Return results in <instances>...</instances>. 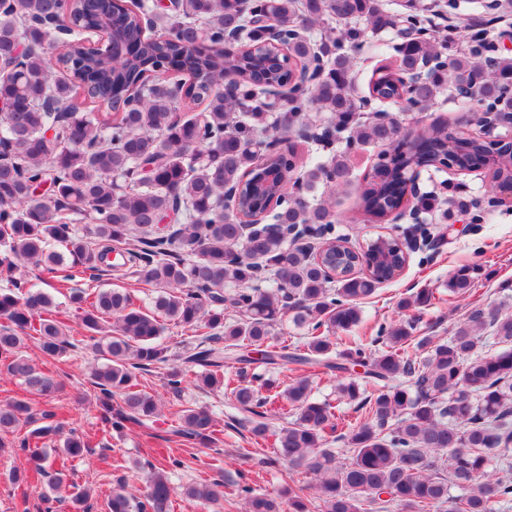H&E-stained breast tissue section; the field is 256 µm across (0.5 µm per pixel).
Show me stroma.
Listing matches in <instances>:
<instances>
[{
	"label": "stroma",
	"mask_w": 512,
	"mask_h": 512,
	"mask_svg": "<svg viewBox=\"0 0 512 512\" xmlns=\"http://www.w3.org/2000/svg\"><path fill=\"white\" fill-rule=\"evenodd\" d=\"M444 13L438 21L437 36L447 38L448 48L444 58H453L462 50V32L487 30L491 46L489 57L512 54V8L503 15L500 23H491V11L483 0H423ZM400 43L394 31L388 30L370 37L356 59L355 83L365 88L371 72L380 63L396 57ZM475 103L451 100L449 95L439 96L432 106L421 112L405 111L399 103L387 104L386 109L395 113L406 126L423 127L439 119H447L450 127L478 133V126L471 124L469 116ZM377 149L356 151L352 158L353 178L351 185L336 195V231L346 235L350 245L365 246L380 235L402 233L399 224L363 223L357 219L358 200L365 174L377 161ZM436 199L441 208L449 212L444 224L430 225V232L438 237L434 249L411 254L401 276L379 285L376 293L362 301L360 324L353 328V335L370 340L380 325L396 319L397 303L422 289L435 295L432 305L423 307L417 314L416 333L420 336L448 338L454 324L474 306L485 310L512 313V198L497 201L490 187L486 170L458 172L452 169L436 172ZM474 268L472 293L466 298H454L448 294V280L460 268ZM31 280L37 289L52 296L58 310V318L68 326L73 344L66 356L55 363H46L37 344L28 342L24 355L44 372L61 380L63 387L49 400L33 399L39 409L55 411L60 419L75 424L89 440L94 455L69 459L68 485L56 492L60 499L59 512H71L70 496L73 485L89 488L87 502L89 512H105L108 495L119 485L129 491L143 489L138 479V467L145 462L163 464L165 458L174 455L185 462L182 469L169 475L174 489L171 512H240V502L226 497L222 506L216 507L187 499L183 491L192 484L202 482L213 474L215 466H222L226 479L246 481L254 488L270 493L283 486L277 467L263 466L269 458V445L255 443L247 428L239 425L240 413L232 400L222 392H205L188 387L183 395L186 405L201 406L212 410L224 425V434L210 448L199 447L172 436L171 416L161 412L152 430L129 426L123 433H103L95 400L90 395L87 377L93 361L92 354L83 339L79 313L71 304V296L78 291L93 293L99 288L128 290L135 302L147 308L156 294L154 285L142 282L129 270L113 272L95 283L87 279L63 280L61 274L32 271ZM6 447L0 448V512H38L39 495L49 483L48 476H40L31 484H15L9 479L11 469L29 468V453L19 448L15 436H7Z\"/></svg>",
	"instance_id": "stroma-1"
}]
</instances>
